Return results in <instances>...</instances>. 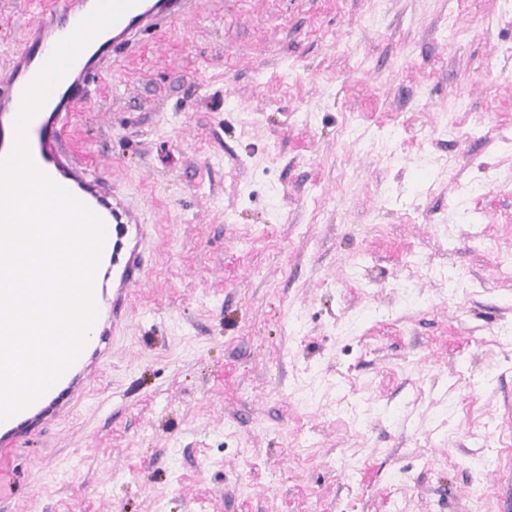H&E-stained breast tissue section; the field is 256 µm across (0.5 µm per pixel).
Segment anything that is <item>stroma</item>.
<instances>
[{"mask_svg":"<svg viewBox=\"0 0 512 512\" xmlns=\"http://www.w3.org/2000/svg\"><path fill=\"white\" fill-rule=\"evenodd\" d=\"M508 46L497 0H194L119 51L66 145L144 284L0 512H512Z\"/></svg>","mask_w":512,"mask_h":512,"instance_id":"obj_1","label":"stroma"}]
</instances>
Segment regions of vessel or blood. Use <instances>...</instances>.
I'll use <instances>...</instances> for the list:
<instances>
[{"mask_svg":"<svg viewBox=\"0 0 512 512\" xmlns=\"http://www.w3.org/2000/svg\"><path fill=\"white\" fill-rule=\"evenodd\" d=\"M192 0H138L111 27L82 50L46 103L25 128L35 166L86 204L105 224L106 235L92 287L97 317L77 359L34 401L0 419V480L12 476V455L23 433L68 413L95 378L109 354L127 298L140 288L145 226L104 175L90 174L74 161L65 137L78 107L91 98L96 81L115 50L166 20L181 17ZM97 0H54L29 29L10 66L0 70V158L16 140L15 121L27 88L39 75L56 44L96 7Z\"/></svg>","mask_w":512,"mask_h":512,"instance_id":"1","label":"vessel or blood"}]
</instances>
